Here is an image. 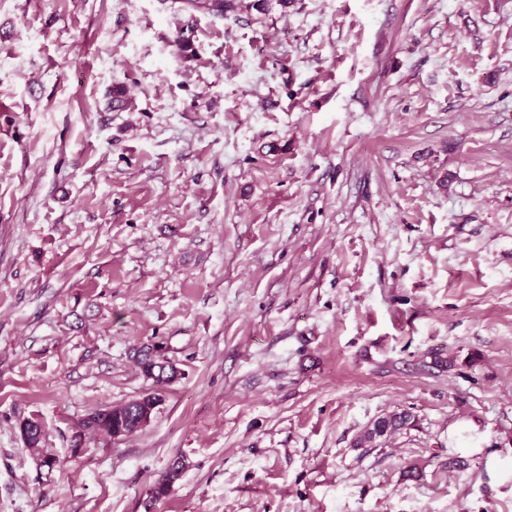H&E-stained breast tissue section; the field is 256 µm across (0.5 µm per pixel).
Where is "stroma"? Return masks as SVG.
I'll use <instances>...</instances> for the list:
<instances>
[{"mask_svg": "<svg viewBox=\"0 0 512 512\" xmlns=\"http://www.w3.org/2000/svg\"><path fill=\"white\" fill-rule=\"evenodd\" d=\"M0 512H512V0H0ZM133 359L142 374L152 380L156 388L173 383L180 374L176 365L165 356L163 344L158 342L136 349ZM150 396L145 400L144 405L142 403L127 402L116 407L106 406L93 410L78 423L71 437V447L75 449L84 447L86 439L95 433L111 436L112 432H115L116 434L114 433L112 437L106 436L115 440L120 438L121 435L126 436L137 431L139 427L135 423V418L143 414L144 407H146L148 413L152 412L153 415L162 402L158 392H154ZM411 419L412 416L408 412L379 417L371 424V428L368 427L358 436L356 447L371 445L398 433L411 424ZM20 432L27 434V438L23 439L25 445L37 454L44 467L51 471L58 466L59 458L53 448H44L48 431L42 421L36 418L24 420L20 423Z\"/></svg>", "mask_w": 512, "mask_h": 512, "instance_id": "stroma-1", "label": "stroma"}]
</instances>
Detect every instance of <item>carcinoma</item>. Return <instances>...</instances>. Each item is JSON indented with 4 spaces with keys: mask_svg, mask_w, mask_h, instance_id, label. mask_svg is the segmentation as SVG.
I'll return each instance as SVG.
<instances>
[{
    "mask_svg": "<svg viewBox=\"0 0 512 512\" xmlns=\"http://www.w3.org/2000/svg\"><path fill=\"white\" fill-rule=\"evenodd\" d=\"M133 359L140 368L142 374L152 380L155 387L167 386L178 379L179 370L175 364L165 356V347L161 343L143 345L136 349ZM162 402L156 392L144 403L127 402L123 405L97 408L80 420L71 437V447L82 448L86 445V439L95 433L110 435L119 433L128 435L138 426L135 418L143 412H155ZM412 416L407 412L392 414L376 419L371 427L365 429L356 440V447L374 444L381 439L390 437L411 424ZM20 431L27 434L24 443L27 448L37 454L42 460L43 466L53 470L59 464V458L53 449L45 447L48 431L42 421L30 418L20 423ZM182 465L175 463L168 473L152 488L151 495L154 498L164 497L169 494L172 484L180 477Z\"/></svg>",
    "mask_w": 512,
    "mask_h": 512,
    "instance_id": "1",
    "label": "carcinoma"
}]
</instances>
